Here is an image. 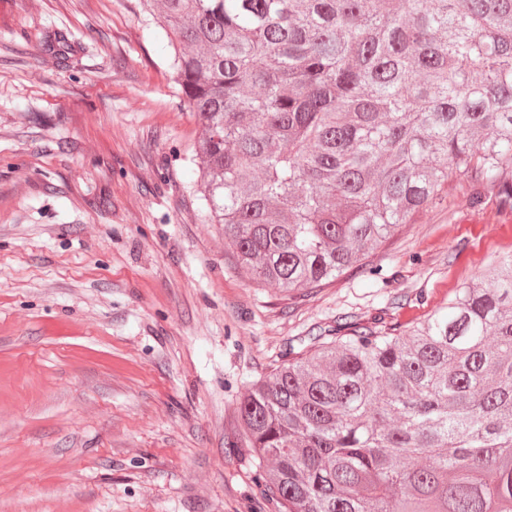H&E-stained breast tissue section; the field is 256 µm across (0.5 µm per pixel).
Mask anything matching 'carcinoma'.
<instances>
[{"mask_svg": "<svg viewBox=\"0 0 512 512\" xmlns=\"http://www.w3.org/2000/svg\"><path fill=\"white\" fill-rule=\"evenodd\" d=\"M224 248L331 283L430 207L512 209V0H143ZM238 412L285 512H512V258L407 328L358 322Z\"/></svg>", "mask_w": 512, "mask_h": 512, "instance_id": "cac0c4a2", "label": "carcinoma"}]
</instances>
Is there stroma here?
Wrapping results in <instances>:
<instances>
[{
	"label": "stroma",
	"mask_w": 512,
	"mask_h": 512,
	"mask_svg": "<svg viewBox=\"0 0 512 512\" xmlns=\"http://www.w3.org/2000/svg\"><path fill=\"white\" fill-rule=\"evenodd\" d=\"M140 0H0V512H282L245 389L352 322L398 327L512 256L443 194L334 282L237 268Z\"/></svg>",
	"instance_id": "stroma-1"
}]
</instances>
